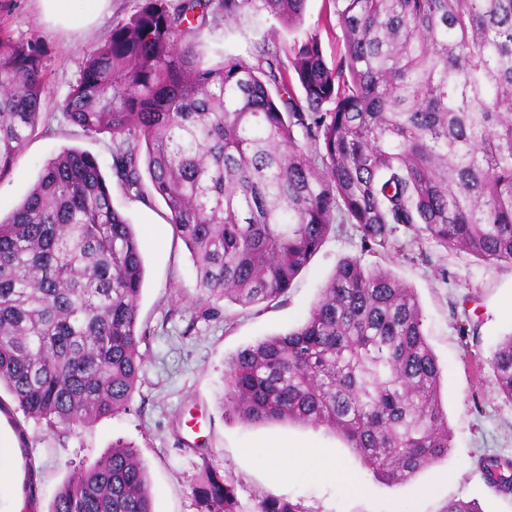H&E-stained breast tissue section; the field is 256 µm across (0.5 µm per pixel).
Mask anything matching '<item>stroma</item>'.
<instances>
[{
	"label": "stroma",
	"instance_id": "35a3bbf8",
	"mask_svg": "<svg viewBox=\"0 0 512 512\" xmlns=\"http://www.w3.org/2000/svg\"><path fill=\"white\" fill-rule=\"evenodd\" d=\"M138 4L111 0L94 23L72 30L48 22L40 0H0V24L11 36L39 40L45 49V111H56L84 56ZM324 16L325 0H307L302 25L281 33V42L290 46L317 36L326 60H333L341 32L324 27ZM275 26L265 15L249 13L205 27L199 37L203 66L227 54L250 57ZM111 147L106 134L86 135L57 123L39 127L10 176L0 181V218L19 206L44 165L63 149L90 153L106 172ZM112 201L142 241L139 326L147 333L140 346L146 365L125 411L75 430L25 419L0 389V468L12 473L0 479V512H15L31 484L36 487L31 512H49L74 469L98 459L118 439L135 446L155 512H200L195 489L206 467L234 483L241 512H257L259 502L271 497L297 504L299 512H445L452 499L475 503L480 512H512V494L489 487L478 464L484 455L512 457V402L498 395L488 363L496 344L512 334V267L483 263L401 226L392 234L394 249L367 252L360 230L340 224L280 298L246 306L226 299L206 304L164 202L129 197L117 186ZM348 256L387 269L414 289L427 341L442 369L452 446L446 458L396 486L377 480L330 429L287 422L246 425L224 414L227 360L300 325ZM283 448L321 449L319 478L276 480L269 458Z\"/></svg>",
	"mask_w": 512,
	"mask_h": 512
}]
</instances>
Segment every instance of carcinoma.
<instances>
[{
  "label": "carcinoma",
  "mask_w": 512,
  "mask_h": 512,
  "mask_svg": "<svg viewBox=\"0 0 512 512\" xmlns=\"http://www.w3.org/2000/svg\"><path fill=\"white\" fill-rule=\"evenodd\" d=\"M306 2L141 0L86 56L62 119L111 136L127 195L163 200L203 301L279 298L338 219L372 250L420 225L439 246L512 266V0H325L342 33L333 63L317 37L287 51L276 30L249 60L201 65L205 26L251 11L291 31ZM42 57L0 30V181L53 118ZM143 277L97 159L51 158L0 219V386L26 418L74 429L127 408L146 362ZM423 321L412 288L347 257L298 328L227 361L224 413L325 426L376 478L407 482L451 448ZM489 365L512 402V334ZM481 470L512 493L511 458L487 456ZM195 494L201 512H239L213 469ZM50 512H154L134 446L113 442ZM258 512L296 508L270 499Z\"/></svg>",
  "instance_id": "cac0c4a2"
}]
</instances>
